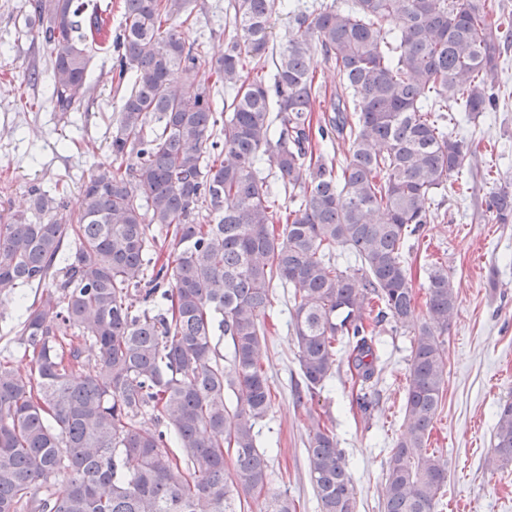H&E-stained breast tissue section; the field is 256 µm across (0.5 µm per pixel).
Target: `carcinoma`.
Segmentation results:
<instances>
[{
  "label": "carcinoma",
  "instance_id": "obj_1",
  "mask_svg": "<svg viewBox=\"0 0 512 512\" xmlns=\"http://www.w3.org/2000/svg\"><path fill=\"white\" fill-rule=\"evenodd\" d=\"M192 3L121 0L113 36L110 0L89 14L78 0H29L30 25L51 48L54 111L90 94L94 46L110 39L122 105L113 161L83 183L77 216L59 189L35 185L27 211L0 209V288L47 289L19 330L34 376L0 364V512H296L270 492L255 434L272 407L259 351L276 287L293 300L300 399L345 361L371 414L377 328L411 329L405 431L386 461L383 512H437L448 474L427 442L458 294L448 269L431 266L427 319L415 322L410 241L438 219L434 196L474 154L446 111L474 119L495 102L484 75L512 42V21L492 18L486 0H294L291 34L271 48L275 0H227L224 56L211 62L167 25ZM317 52L336 68L329 99ZM316 110L321 140L347 143L345 158L314 151ZM486 212L511 224L512 187L493 184ZM339 248L357 274L340 269ZM142 285L161 303L136 313ZM218 316L226 364L213 344ZM87 347L94 373L75 376ZM148 410L152 427L139 421ZM306 451L319 512H357L334 429L313 420ZM509 463L511 400L497 407L487 467Z\"/></svg>",
  "mask_w": 512,
  "mask_h": 512
}]
</instances>
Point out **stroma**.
I'll use <instances>...</instances> for the list:
<instances>
[{
  "label": "stroma",
  "instance_id": "stroma-1",
  "mask_svg": "<svg viewBox=\"0 0 512 512\" xmlns=\"http://www.w3.org/2000/svg\"><path fill=\"white\" fill-rule=\"evenodd\" d=\"M225 0H195L191 18H175L185 42L202 45L208 57L224 54ZM28 0H0V209H25L26 191L36 184L67 182L68 213L81 208V185L110 158L111 126L121 95L111 84L113 52L91 63L93 94L68 114L50 102V52L27 24ZM42 71L37 84L25 74ZM499 98L467 132L480 142L465 170L470 188L439 191L440 217L426 225L413 264L417 320L426 318L425 270L449 268L458 292L457 312L444 335L448 375L442 407L429 439L448 480L438 512H512V465L485 468L492 451L495 411L512 399V224H489L487 171L512 183V49L488 73ZM41 289L0 291V364L31 375L33 363L17 340L25 308ZM288 291H273L269 332L260 363L272 386V408L256 430L272 471L270 489L287 495L297 512H318L308 473L306 442L314 419L331 420L357 492V512H382L384 466L393 439L404 427V384L410 364V333L383 324L378 336L383 372L374 390L375 408L364 416L345 373H336L314 397L297 399L301 383L291 334Z\"/></svg>",
  "mask_w": 512,
  "mask_h": 512
}]
</instances>
